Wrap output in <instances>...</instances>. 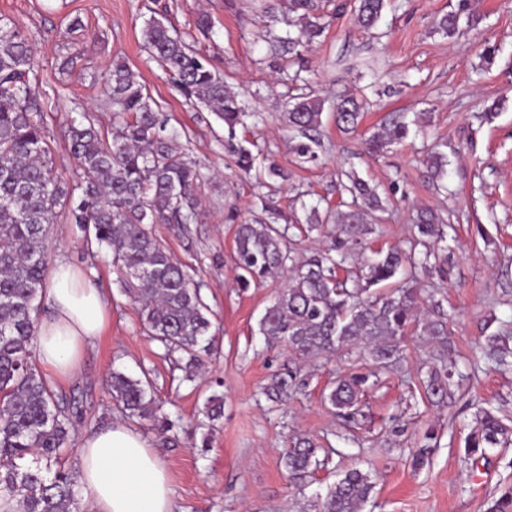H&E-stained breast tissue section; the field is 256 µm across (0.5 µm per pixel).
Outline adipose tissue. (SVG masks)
Returning <instances> with one entry per match:
<instances>
[{
    "label": "adipose tissue",
    "instance_id": "1",
    "mask_svg": "<svg viewBox=\"0 0 512 512\" xmlns=\"http://www.w3.org/2000/svg\"><path fill=\"white\" fill-rule=\"evenodd\" d=\"M49 315L36 355L57 379L78 370L86 344L99 336L106 304L79 269L60 262L45 290ZM81 493L90 512H173L166 470L142 436L115 423L80 442Z\"/></svg>",
    "mask_w": 512,
    "mask_h": 512
}]
</instances>
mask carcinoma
Here are the masks:
<instances>
[{
	"instance_id": "carcinoma-1",
	"label": "carcinoma",
	"mask_w": 512,
	"mask_h": 512,
	"mask_svg": "<svg viewBox=\"0 0 512 512\" xmlns=\"http://www.w3.org/2000/svg\"><path fill=\"white\" fill-rule=\"evenodd\" d=\"M388 0H358L359 27L369 31L381 18ZM299 13L301 46L322 33L314 0H291ZM477 21L472 0L442 17L439 28L447 36L460 33V19ZM143 48L169 75L176 90L224 122L226 148L239 167L249 170L254 157L234 143L243 110L238 95L214 72L207 58L192 44L151 19L141 31ZM39 75L29 39L10 18L0 16V496L17 501L18 512H79L78 475L62 467L73 404L58 394L33 361L37 316L45 298L48 271V232L60 212L86 233V241L112 252L120 272L121 291L138 305L151 337L169 351H178L192 369L214 350L209 308L193 275L153 236V224H192L197 220L202 176L196 160L172 143L168 119L123 61L112 62L104 88L114 124L112 137L103 136L94 117L85 113L69 127L71 154L78 160L79 198L61 182L49 163L43 109L36 91ZM325 100L302 96L288 111V127L297 137L296 155L313 161L321 146ZM336 127L358 128L361 104L342 97L333 106ZM409 123H385L366 138L369 152L378 154L403 142ZM350 200L344 209L319 213L313 207L307 227L280 225L282 215L238 225L234 236L235 265L245 282L271 274H287L259 321L268 343L283 344L297 359L329 356L358 349L373 361L374 370L336 378L326 395L337 418L347 427L364 418L362 396L370 378L392 369L404 357L411 330H420L441 344L448 336V313L429 295L425 317L418 316L421 291L398 280L404 269L437 267L445 272L444 225L436 214L423 210L417 217L418 237L409 250H377L356 270L340 273L347 247H360L376 233L382 201L367 182L348 176ZM336 224V255L328 253L299 261L292 246V229L302 233L324 223ZM482 356L500 373L512 372V338L485 337ZM454 365L431 370L425 381L429 398L450 397ZM298 372L289 369L272 377L264 388L271 402L288 399L300 386ZM112 400L130 419L149 421L163 430L167 420L148 378L120 371L111 375ZM224 412L220 395L207 398L203 414L215 421ZM475 426L465 439V456L472 463L487 459V450L512 442V428L495 412L479 406ZM36 465L26 464L29 456ZM288 481L303 488L325 460L307 437L296 438L282 456ZM375 491L370 474L353 468L327 493L317 498L312 512H363ZM489 512H512V485L500 490Z\"/></svg>"
}]
</instances>
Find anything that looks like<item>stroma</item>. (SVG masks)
Returning a JSON list of instances; mask_svg holds the SVG:
<instances>
[{
	"label": "stroma",
	"instance_id": "obj_1",
	"mask_svg": "<svg viewBox=\"0 0 512 512\" xmlns=\"http://www.w3.org/2000/svg\"><path fill=\"white\" fill-rule=\"evenodd\" d=\"M318 2L330 24L296 51L283 41L286 32L299 29L290 0H0V16L13 19L32 45L51 161L68 183L79 173L68 148L72 120L89 111L102 134L112 130L102 86L117 58L162 105L178 146L201 162L204 175L196 223L153 227L168 252L194 272L217 329L216 352L193 370L150 337L119 288L109 250L90 248L64 215L49 231L50 264L82 269L107 301L104 328L86 344L78 371L51 382L79 408L65 466L78 469L82 433L121 421L107 387L118 370L149 376L174 423L165 433L147 421L130 423L167 472L174 512H309L317 494L352 467L369 472L376 483L365 512H487L500 488L512 484V446L490 450L473 467L464 461V439L477 401L491 403L512 426V374L480 366L451 403H428L419 371L434 345L408 337L401 368L383 373L380 386L364 397L366 419L357 442L345 441L325 396L336 375L371 370L370 358L339 353L298 365L286 347H268L259 320L286 279L243 282L233 237L237 224L270 209L303 220L311 207L336 208L348 198V174H355L376 186L385 207L369 248L406 246L423 208L452 225L447 275H417L418 288L436 293L452 318L448 356L465 362L486 336L512 334V7L480 0L482 22L449 37L439 21L458 0H398V9H385L368 32L354 21V0ZM204 15L213 24L205 35L197 27ZM152 17L195 42L237 92L250 117L236 141L254 155L253 171L227 156L223 123L186 102L144 51L141 29ZM75 19L80 28H72ZM487 43L496 47L490 66L481 57ZM70 56L75 62L69 66ZM305 94L330 103L351 95L365 103L352 134L340 132L331 110H324L315 163L294 154L286 118L288 102ZM403 114L419 117L421 131L380 156L367 154L363 137ZM436 141L445 143L448 155L438 190L427 180ZM272 161L291 178L260 186L259 175ZM294 366L305 388L284 402H267L262 387ZM215 393L224 397V417L207 429L202 410ZM430 428L436 449L427 464L414 467L413 454ZM296 436L311 438L329 458L300 490L289 486L280 464Z\"/></svg>",
	"mask_w": 512,
	"mask_h": 512
}]
</instances>
